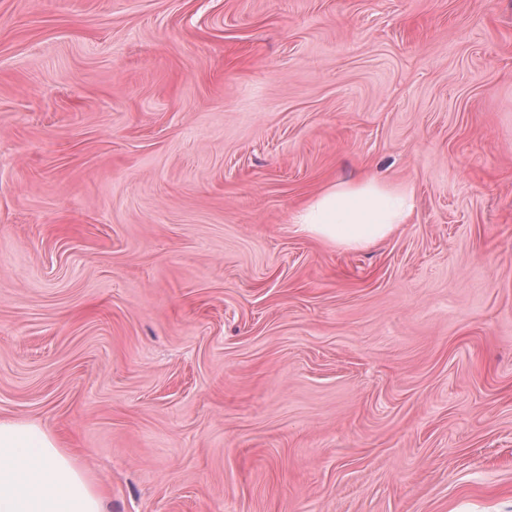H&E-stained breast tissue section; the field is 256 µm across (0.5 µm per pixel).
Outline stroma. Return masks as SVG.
Wrapping results in <instances>:
<instances>
[{"instance_id":"1","label":"stroma","mask_w":512,"mask_h":512,"mask_svg":"<svg viewBox=\"0 0 512 512\" xmlns=\"http://www.w3.org/2000/svg\"><path fill=\"white\" fill-rule=\"evenodd\" d=\"M15 417L110 512H512V0H0ZM416 206L411 186L364 176L328 184L293 212L297 234L333 249L371 247L408 224Z\"/></svg>"}]
</instances>
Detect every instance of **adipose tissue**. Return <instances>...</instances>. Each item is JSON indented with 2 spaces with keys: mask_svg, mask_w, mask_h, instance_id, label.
<instances>
[{
  "mask_svg": "<svg viewBox=\"0 0 512 512\" xmlns=\"http://www.w3.org/2000/svg\"><path fill=\"white\" fill-rule=\"evenodd\" d=\"M411 186L373 176L328 184L293 212L297 234L333 249L371 247L408 223ZM0 512H105L102 492L57 438L23 418L0 420Z\"/></svg>",
  "mask_w": 512,
  "mask_h": 512,
  "instance_id": "obj_1",
  "label": "adipose tissue"
}]
</instances>
